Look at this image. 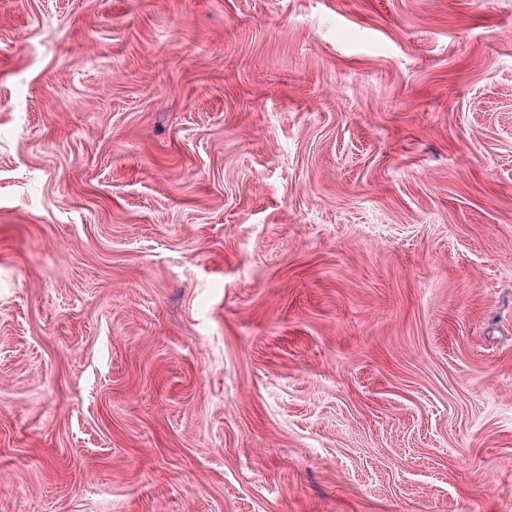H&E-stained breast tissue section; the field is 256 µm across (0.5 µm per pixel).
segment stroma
Here are the masks:
<instances>
[{
  "instance_id": "1",
  "label": "stroma",
  "mask_w": 512,
  "mask_h": 512,
  "mask_svg": "<svg viewBox=\"0 0 512 512\" xmlns=\"http://www.w3.org/2000/svg\"><path fill=\"white\" fill-rule=\"evenodd\" d=\"M0 512H512V0H0Z\"/></svg>"
}]
</instances>
